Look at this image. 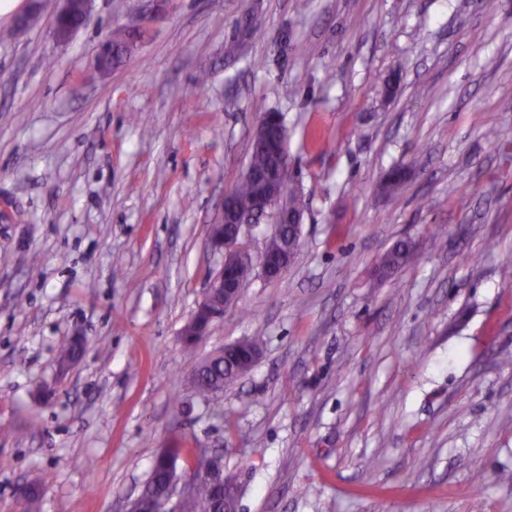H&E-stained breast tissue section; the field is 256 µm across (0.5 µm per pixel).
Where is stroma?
<instances>
[{
  "label": "stroma",
  "instance_id": "obj_1",
  "mask_svg": "<svg viewBox=\"0 0 512 512\" xmlns=\"http://www.w3.org/2000/svg\"><path fill=\"white\" fill-rule=\"evenodd\" d=\"M15 20L0 512H125L172 443L223 451L238 512H512V155L486 136L512 132V0H93L64 45L51 13ZM119 27L130 49L98 73ZM264 109L308 201L302 246L189 351L222 263L208 233ZM398 165L409 179L380 194ZM401 240L412 259L377 277ZM253 336L243 377L193 391L198 361Z\"/></svg>",
  "mask_w": 512,
  "mask_h": 512
}]
</instances>
